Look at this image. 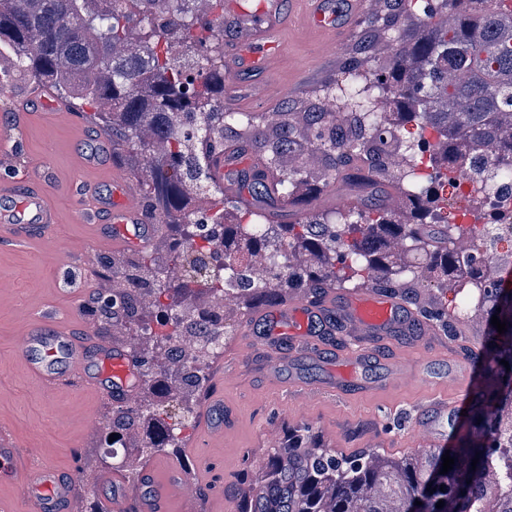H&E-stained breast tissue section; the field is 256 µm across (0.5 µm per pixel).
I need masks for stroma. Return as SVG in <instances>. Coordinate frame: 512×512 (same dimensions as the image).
Here are the masks:
<instances>
[{"label": "stroma", "instance_id": "obj_1", "mask_svg": "<svg viewBox=\"0 0 512 512\" xmlns=\"http://www.w3.org/2000/svg\"><path fill=\"white\" fill-rule=\"evenodd\" d=\"M387 0H369L365 22L357 24L341 40L334 58H319L317 36L304 26L288 35L283 58L274 76L287 86V93L273 101L253 99L241 104L244 112L296 111L312 103L320 111L342 119L345 105L323 95L333 84L353 46L360 39L371 43L370 52L380 58L390 55L392 45L372 21L386 17ZM33 77L15 71L12 54L0 50V112L9 113L13 101L28 95ZM73 109L71 117L42 120L27 127L18 143L21 155L37 163L44 175L49 197L59 211L55 233L45 239L0 246V427L9 429L34 453L37 462L49 463L72 477L73 495H94L111 504L115 496L140 505L141 476L113 471L90 482L89 463L104 455L106 426L112 416V402L95 392L69 386L46 392L28 371L20 350L19 336L44 312L57 310L89 326L100 338L138 348L137 325L132 320H109L85 301L90 293L119 286L120 271L135 257L132 249L91 246L93 232L73 201L75 178L98 181L99 194L111 195L110 180L97 171L80 166L83 153L104 151L110 164L137 174L149 164L148 157L129 158L113 146L96 108L66 96ZM248 316L239 317L225 351L233 355V371H226L223 358L211 361L208 380L194 397L203 404L214 389L224 393V417L230 429L223 438L205 440L199 428L188 431L180 455L156 452L143 461V468L164 470L174 465L183 480L197 486L192 512H226L238 507L242 492L254 489L255 480L271 445L263 439L266 430L278 435L301 427L316 433L336 430L335 451L353 455L373 449L379 454L405 456L413 417L428 400L443 397L456 402L448 375L459 363L461 352L455 344L430 355L426 381H415L381 397L361 398L340 406L321 399L294 404L287 385L321 381L332 365L331 359L298 356L288 363L284 385L268 387L242 355Z\"/></svg>", "mask_w": 512, "mask_h": 512}]
</instances>
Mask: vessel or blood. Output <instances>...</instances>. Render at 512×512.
<instances>
[{"mask_svg":"<svg viewBox=\"0 0 512 512\" xmlns=\"http://www.w3.org/2000/svg\"><path fill=\"white\" fill-rule=\"evenodd\" d=\"M368 0H292L291 13H282L279 0H263L237 42L225 45L224 60L232 71L258 76V92L271 95L279 86L270 68L282 49V33L293 19L324 33L319 53L332 54L344 31L362 18ZM68 104L54 98L48 88L33 87L26 99L7 119L0 121V167L19 162L17 143L21 126L37 114L52 117L69 112ZM86 169L111 172L112 195L96 194L88 183H80L82 203L97 228L103 229L113 247L151 246L163 227L147 223L139 182L121 168L111 167L101 158L82 159ZM20 181L0 182V244L39 239L55 232L57 208L50 202L39 168L27 166ZM436 329L421 323L415 311L396 295L372 288L356 291L326 289L319 295H305L281 303L263 319L257 337L249 339V349L260 362L261 372L271 383H279L280 372L289 358L305 354H336L337 368L316 387L303 388V396L326 393L351 402L383 392L401 383L424 378L425 345ZM28 368L46 391L63 385L91 387L108 395L114 403L126 404L138 394L141 384L137 360L123 344H109L88 335L76 321L42 316L31 322L21 338ZM382 362L386 373L376 381L360 379L363 366ZM224 409L222 391L205 401L201 432L209 439L223 436V427L212 421L213 412ZM447 400L432 401L425 418L416 421L408 442L420 449L436 444L434 423L448 414ZM154 494L143 503L144 512H172L173 500H189L190 489L175 477L157 471L146 474ZM20 488L16 503L0 512H70L72 480L51 464H34L13 434L0 429V485Z\"/></svg>","mask_w":512,"mask_h":512,"instance_id":"vessel-or-blood-1","label":"vessel or blood"}]
</instances>
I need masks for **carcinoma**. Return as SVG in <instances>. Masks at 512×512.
Listing matches in <instances>:
<instances>
[{
  "instance_id": "carcinoma-1",
  "label": "carcinoma",
  "mask_w": 512,
  "mask_h": 512,
  "mask_svg": "<svg viewBox=\"0 0 512 512\" xmlns=\"http://www.w3.org/2000/svg\"><path fill=\"white\" fill-rule=\"evenodd\" d=\"M184 2L0 0V44L18 68L101 109L112 139L130 156L151 151L144 130L165 144L142 184L159 221L173 225L170 258L185 277L176 285L161 281L158 261L143 252L127 265L123 286L99 297L104 314L134 318L136 299L145 296L155 317L141 326L136 354L142 401L113 408L106 432L116 434L112 447L143 433L122 470L136 474L142 459L178 450L193 427L191 396L231 328L226 298L247 312L291 292L405 288L421 316L459 336L471 310L461 302L448 315L451 282L477 290L486 319L496 316L507 328L500 334L490 324L483 334L482 371L448 449L453 469L440 473L443 448L397 460L372 450L340 457L318 446L307 427L287 432L269 451L240 512H512V268L503 278L488 271L496 245L512 239V213L456 224L445 211L450 172L472 174L478 193L512 186V0H443L455 9L452 26L427 0H389L388 23L413 17L423 30L410 43L393 30L387 64L345 67L338 88L350 112L337 124L324 112H277L268 122L255 112L215 109L224 98V25ZM379 99L394 111H380ZM226 141L260 159L245 178L249 187L288 208L306 206L340 179L382 193L396 188L405 210H307L282 224L268 222L261 205L243 213L224 203L196 220L197 196L224 194L209 160ZM308 145L320 154L317 170L307 167ZM398 151L410 159L406 170L390 165ZM461 230L475 241L473 251L436 245ZM396 242L422 263L405 261L393 251ZM420 283L435 292L421 296ZM186 338L194 345L190 357Z\"/></svg>"
}]
</instances>
